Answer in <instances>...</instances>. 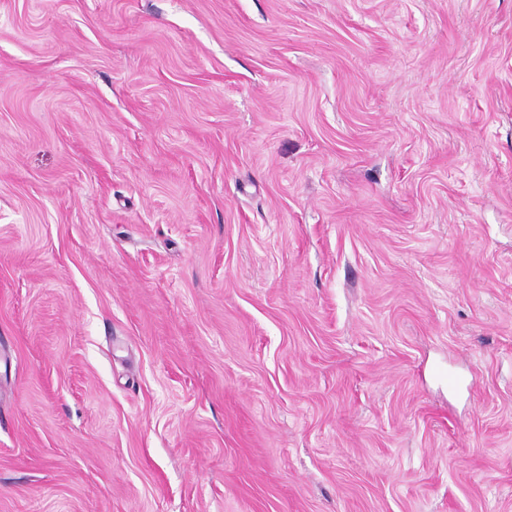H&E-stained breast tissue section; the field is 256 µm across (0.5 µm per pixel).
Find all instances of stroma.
I'll list each match as a JSON object with an SVG mask.
<instances>
[{
	"mask_svg": "<svg viewBox=\"0 0 512 512\" xmlns=\"http://www.w3.org/2000/svg\"><path fill=\"white\" fill-rule=\"evenodd\" d=\"M0 512H512V0H0Z\"/></svg>",
	"mask_w": 512,
	"mask_h": 512,
	"instance_id": "stroma-1",
	"label": "stroma"
}]
</instances>
